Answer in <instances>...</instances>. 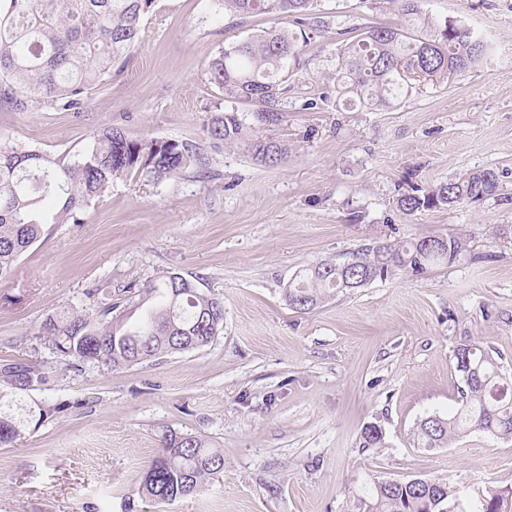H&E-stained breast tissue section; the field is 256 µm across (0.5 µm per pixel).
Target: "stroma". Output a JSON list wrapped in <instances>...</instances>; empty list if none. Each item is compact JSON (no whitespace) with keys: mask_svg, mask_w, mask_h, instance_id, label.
<instances>
[{"mask_svg":"<svg viewBox=\"0 0 512 512\" xmlns=\"http://www.w3.org/2000/svg\"><path fill=\"white\" fill-rule=\"evenodd\" d=\"M332 30L288 61L284 118L270 137L288 147L275 167L245 143L209 138L224 102L208 66L224 45L298 19H240L217 0H154L140 42L88 91L78 112L0 108V138L77 161L96 129L196 146L202 165L162 182L113 184L79 224L50 225L0 280V360L47 372L15 414L41 403L38 428L0 447V512H361L366 484L441 478L460 499L512 490V439L475 432L447 447H414L428 411L459 407L454 351L466 340L512 370V0H421L435 23L480 38L482 62L421 84L400 106L367 110L337 99L329 78L346 30L400 26L394 0H317ZM316 108H306L308 99ZM492 168L500 196L402 214L397 195ZM463 236L466 253L292 309L302 269L361 248ZM167 272L224 300V330L207 347L133 367L59 365L42 320L90 308V288H140ZM385 434L359 445L364 426ZM224 452L199 495L169 503L137 489L169 432Z\"/></svg>","mask_w":512,"mask_h":512,"instance_id":"35a3bbf8","label":"stroma"}]
</instances>
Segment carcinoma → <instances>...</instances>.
I'll use <instances>...</instances> for the list:
<instances>
[{"label":"carcinoma","instance_id":"1","mask_svg":"<svg viewBox=\"0 0 512 512\" xmlns=\"http://www.w3.org/2000/svg\"><path fill=\"white\" fill-rule=\"evenodd\" d=\"M0 10V107L35 111L45 106L77 110L86 91L104 83L115 62L139 41L141 21L154 0H6ZM316 0H220L239 18L274 14L310 19L319 31L328 24L315 13ZM405 25H366L339 50L336 97L369 110L390 108L410 96L414 85L439 83L450 73L478 64L484 43L447 20L433 23L421 14L418 0H397ZM298 37L277 26L263 28L246 40L224 47L209 65L212 82L230 107L209 123L212 138L246 142L252 156L276 165L288 146L266 138L258 129L277 126L283 118L280 96L287 91L288 58ZM239 102H253L251 118L238 111ZM198 161L186 141L132 139L109 126L93 134L92 146L73 164H61L32 147L0 145V279L9 278L19 257L44 234L48 224H78L89 202L102 197L117 180L144 173L166 180ZM500 174L481 169L441 183L427 191L403 193L396 207L405 215L455 206L500 195ZM468 250L462 237H428L405 244L377 243L343 262H324L301 269L288 285V304L307 311L328 294L362 288L398 271L415 275L428 266L454 262ZM91 312H56L41 322L38 336L66 366L91 363L108 369L152 361L161 355L208 346L224 330V301L210 288H184L168 273L126 298L112 301L108 288H92ZM456 370L463 386L461 407L443 414L427 412L413 431L420 448H444L448 441L471 432L512 438V376L498 359L477 344L456 350ZM38 387L47 373L31 362L0 363V447L21 438L27 425L40 423L48 410L29 408L26 417L12 413L21 397L20 374ZM360 446L381 448L384 434L370 424ZM224 470V454L191 434L164 437L161 454L146 472L140 497L172 502L198 493ZM363 512H504L506 495L489 490L476 510L439 478L415 482L378 481L360 499Z\"/></svg>","mask_w":512,"mask_h":512}]
</instances>
